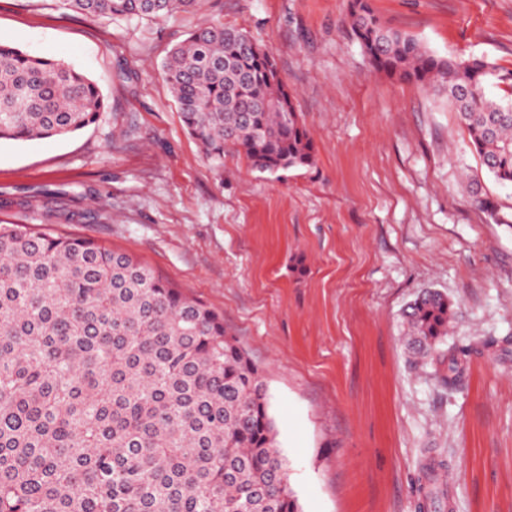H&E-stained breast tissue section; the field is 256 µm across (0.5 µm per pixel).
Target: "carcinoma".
<instances>
[{"label": "carcinoma", "instance_id": "1", "mask_svg": "<svg viewBox=\"0 0 512 512\" xmlns=\"http://www.w3.org/2000/svg\"><path fill=\"white\" fill-rule=\"evenodd\" d=\"M62 3L160 20L200 0ZM346 20L376 71L445 92L488 172L512 184V96L487 94L511 90L512 71L433 55L370 0H348ZM162 71L214 169L228 150L259 173L314 163L274 58L247 31L203 25ZM104 109L71 64L0 43V141L72 135ZM452 315L441 292L418 296L405 312L412 354L437 348ZM286 470L261 371L217 313L127 253L0 224V512H300Z\"/></svg>", "mask_w": 512, "mask_h": 512}]
</instances>
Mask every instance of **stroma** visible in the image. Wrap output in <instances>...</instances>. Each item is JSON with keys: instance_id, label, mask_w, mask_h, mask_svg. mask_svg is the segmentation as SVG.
<instances>
[{"instance_id": "obj_1", "label": "stroma", "mask_w": 512, "mask_h": 512, "mask_svg": "<svg viewBox=\"0 0 512 512\" xmlns=\"http://www.w3.org/2000/svg\"><path fill=\"white\" fill-rule=\"evenodd\" d=\"M389 28L445 57L512 70V0H371ZM347 0H203L112 23L55 0H0V43L73 64L107 107L64 137L0 142V223L128 253L222 315L260 366L302 512H512V214L445 95L376 72ZM212 22L275 57L315 147L312 166L215 171L163 78L167 51ZM447 294L426 363L403 312ZM459 359L456 375L448 358ZM471 202L480 209L486 216L496 224H511L512 215L509 217L503 213L499 206L490 199L487 195L482 193L478 185H471Z\"/></svg>"}]
</instances>
